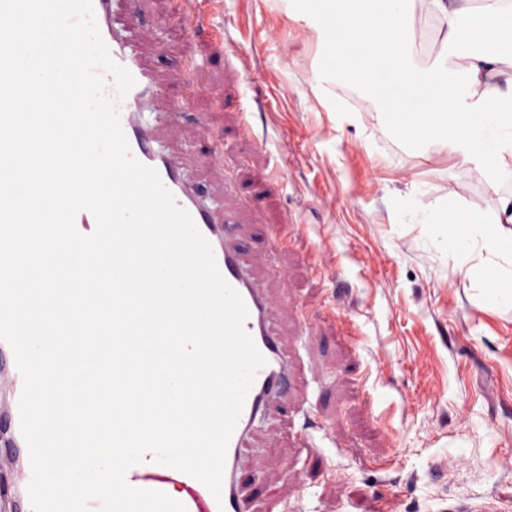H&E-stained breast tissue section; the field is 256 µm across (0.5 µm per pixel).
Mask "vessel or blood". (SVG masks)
<instances>
[{"mask_svg": "<svg viewBox=\"0 0 512 512\" xmlns=\"http://www.w3.org/2000/svg\"><path fill=\"white\" fill-rule=\"evenodd\" d=\"M92 5L112 59L126 67L136 81L120 104L121 125L130 151L138 161L158 172L176 205L189 212L209 241L222 276L244 300L248 309L245 329L265 358L228 444L221 498H214L194 477L155 463L149 454L142 463L127 470L125 479L136 488L173 494L186 512H242L239 462L245 441L264 417L282 409L293 368L282 350L281 337L267 323L273 302L256 285L243 259L246 246L236 232L234 215L224 212L218 198L203 196L197 190L169 146L168 136L176 128L182 105L175 102L164 110L156 106L162 96L157 76L146 64L139 41L117 21L119 15L130 14L131 0H92ZM22 389L23 378L17 365H0V405L11 414L10 429L0 430L1 445H12L21 434L18 402Z\"/></svg>", "mask_w": 512, "mask_h": 512, "instance_id": "vessel-or-blood-1", "label": "vessel or blood"}]
</instances>
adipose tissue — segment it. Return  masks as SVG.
<instances>
[{
    "mask_svg": "<svg viewBox=\"0 0 512 512\" xmlns=\"http://www.w3.org/2000/svg\"><path fill=\"white\" fill-rule=\"evenodd\" d=\"M302 21L318 48L309 80L333 92L344 78L361 91L383 139H401L421 152L448 150L477 162L496 194L494 211L447 220L415 186L396 220L431 228L425 246L468 255L482 244L493 255L481 291L512 308V235L502 217L512 212V66L501 47H512V0H424L434 51L409 56L406 19L414 0H272Z\"/></svg>",
    "mask_w": 512,
    "mask_h": 512,
    "instance_id": "adipose-tissue-1",
    "label": "adipose tissue"
}]
</instances>
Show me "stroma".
Instances as JSON below:
<instances>
[{"instance_id": "obj_1", "label": "stroma", "mask_w": 512, "mask_h": 512, "mask_svg": "<svg viewBox=\"0 0 512 512\" xmlns=\"http://www.w3.org/2000/svg\"><path fill=\"white\" fill-rule=\"evenodd\" d=\"M196 5L223 41L184 31L180 0H135L133 16L167 97L187 103L173 147L265 254L270 323L294 361L286 409L244 451V512L512 503V310L477 288L481 246L438 255L426 225L395 221L415 184L440 208L495 210L479 168L383 142L365 112L340 122L309 81L310 31L269 0ZM307 433L320 457L301 448Z\"/></svg>"}]
</instances>
